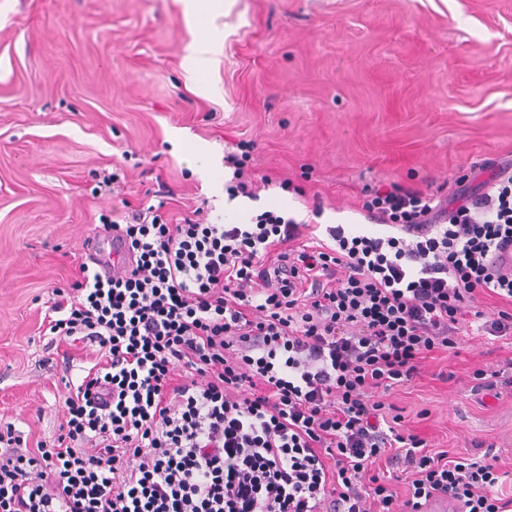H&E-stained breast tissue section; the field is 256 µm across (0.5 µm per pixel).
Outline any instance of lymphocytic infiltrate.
I'll return each mask as SVG.
<instances>
[{"instance_id": "1", "label": "lymphocytic infiltrate", "mask_w": 512, "mask_h": 512, "mask_svg": "<svg viewBox=\"0 0 512 512\" xmlns=\"http://www.w3.org/2000/svg\"><path fill=\"white\" fill-rule=\"evenodd\" d=\"M448 197L390 184L361 210L388 236L326 239L267 210L249 224L161 207L103 217L129 277L88 264L51 291L50 335L91 351L52 442L0 428V512H507V473L389 425L375 390L410 384L469 315L512 335V172ZM500 309L471 312L476 295ZM399 469L398 496L377 469Z\"/></svg>"}]
</instances>
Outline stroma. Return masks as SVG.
Here are the masks:
<instances>
[{"mask_svg":"<svg viewBox=\"0 0 512 512\" xmlns=\"http://www.w3.org/2000/svg\"><path fill=\"white\" fill-rule=\"evenodd\" d=\"M200 40L208 61L187 69ZM243 139L271 183L232 199ZM485 163L512 165V0H0V425L30 448L57 433L86 362L47 348L44 303L122 200L384 236L364 188L448 193ZM509 357L512 339L473 332L425 359L387 397L401 430L453 456L491 446L512 472V391L473 390Z\"/></svg>","mask_w":512,"mask_h":512,"instance_id":"35a3bbf8","label":"stroma"}]
</instances>
